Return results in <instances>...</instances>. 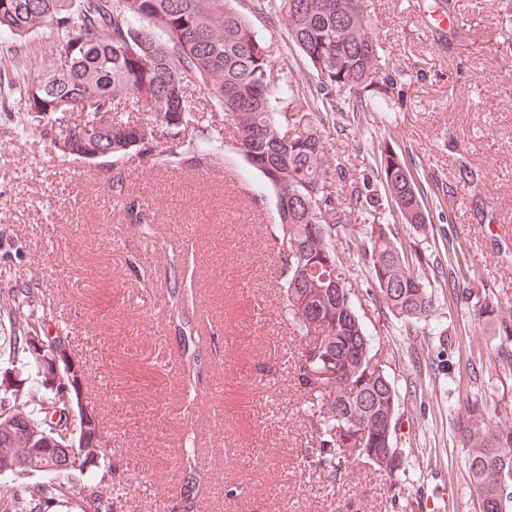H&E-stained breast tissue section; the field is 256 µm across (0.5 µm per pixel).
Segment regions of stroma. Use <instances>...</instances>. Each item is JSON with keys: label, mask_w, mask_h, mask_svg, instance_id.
<instances>
[{"label": "stroma", "mask_w": 512, "mask_h": 512, "mask_svg": "<svg viewBox=\"0 0 512 512\" xmlns=\"http://www.w3.org/2000/svg\"><path fill=\"white\" fill-rule=\"evenodd\" d=\"M506 0H457L462 37L435 44L418 24L425 0H372L381 75L400 95L383 112H333L326 160L371 173L380 143L402 151L424 191L425 230L404 246L445 260L466 251L453 287L436 288L413 327L378 317L381 295L351 248L372 344L398 385L397 434L409 477L370 464L327 487L294 374L302 339L284 315L270 232L277 193L238 152L233 129L208 167L124 163L143 204L129 223L112 166L60 161L8 88L36 79L55 30L0 38V288L33 287V320L64 330L84 363L82 396L100 410L114 512H168L197 453L200 512H475L457 427L479 403L486 433H512V11ZM473 181H465V173ZM195 308L176 315L168 268ZM478 372H471L472 363Z\"/></svg>", "instance_id": "stroma-1"}]
</instances>
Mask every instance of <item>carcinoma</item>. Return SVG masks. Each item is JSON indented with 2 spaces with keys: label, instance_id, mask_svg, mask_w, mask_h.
<instances>
[{
  "label": "carcinoma",
  "instance_id": "1",
  "mask_svg": "<svg viewBox=\"0 0 512 512\" xmlns=\"http://www.w3.org/2000/svg\"><path fill=\"white\" fill-rule=\"evenodd\" d=\"M0 0V35L26 39L52 26L60 33L56 48L42 58L38 79L19 87L21 109L30 128L50 140L64 160H76L98 148L113 162L129 154L152 157L186 168L203 167L224 146V125L231 121L237 144L250 165L277 190L279 223L274 240L286 280L288 319L304 339L295 360L308 379L304 411L318 447L317 467L331 483L353 465L378 467L393 481L406 480L410 467L396 432L375 428L378 414L395 415L398 390L387 362L372 354V340L356 307L350 270L337 241L360 217L359 249L372 283L383 296L389 317L411 324L433 309L432 283L456 280L457 270L406 249L395 225L376 218L379 194L390 200L400 223L422 227L428 210L420 185L402 153L383 142L376 175L358 177L324 161L323 131L297 111L298 101L316 93L327 112L384 111L394 84L377 79L381 61L371 29L370 0ZM256 12L288 34L308 60L309 76L295 77L286 63L271 59V45L249 17ZM203 89L220 121L196 117L189 85ZM345 96L338 98L336 93ZM83 112L86 121L68 125L66 115ZM96 132L86 135L85 127ZM0 313L10 328L0 402L12 398L5 381L34 379L42 397L23 404L25 420L13 434L44 424L56 399L44 358L29 346L32 311L18 292L0 288ZM79 390L61 411L79 418V431L66 438L47 433L54 464L52 478H20L0 492V512H14L16 496L35 512L75 493L82 512H112L96 495V486L75 485L68 459L82 436L100 431L94 410L84 425ZM478 406L467 408L459 428L474 452L466 464L488 512H512V436L489 437L471 423ZM183 488V512H195L197 475Z\"/></svg>",
  "mask_w": 512,
  "mask_h": 512
}]
</instances>
